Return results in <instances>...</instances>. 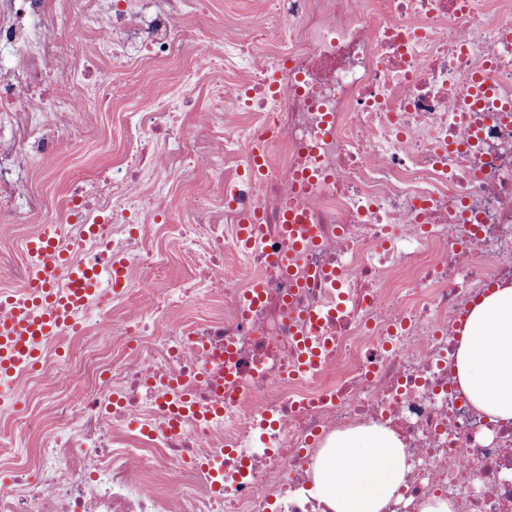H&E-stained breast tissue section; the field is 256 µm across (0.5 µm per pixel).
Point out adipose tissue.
Masks as SVG:
<instances>
[{
    "label": "adipose tissue",
    "instance_id": "obj_1",
    "mask_svg": "<svg viewBox=\"0 0 512 512\" xmlns=\"http://www.w3.org/2000/svg\"><path fill=\"white\" fill-rule=\"evenodd\" d=\"M456 373L470 403L496 423H512V283L471 303L457 329ZM408 467L397 434L361 426L329 435L318 449L309 495L325 512H384Z\"/></svg>",
    "mask_w": 512,
    "mask_h": 512
}]
</instances>
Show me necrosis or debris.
Returning a JSON list of instances; mask_svg holds the SVG:
<instances>
[{"label": "necrosis or debris", "instance_id": "4bbe7bcc", "mask_svg": "<svg viewBox=\"0 0 512 512\" xmlns=\"http://www.w3.org/2000/svg\"><path fill=\"white\" fill-rule=\"evenodd\" d=\"M85 3L65 6L83 13L97 53L161 63L189 47L200 86L140 84L138 108L121 115L129 160L69 184L57 246L105 278L123 258L121 311L86 299L74 328L43 342L63 359L0 377L35 395L23 461L0 399V468L13 477L0 512H267L273 501L322 512L304 493L315 437L370 424L398 433L410 466L387 512H419L435 494L453 512H512V426L477 410L454 368L458 314L488 281L512 282V116L489 117L512 106V0L484 20L479 0H266L261 60L226 31L178 29L190 0ZM51 12V0H0V51L13 54L0 63V203L23 240L36 206L17 205L15 171L52 163L70 140L71 84L92 85L99 111L121 84L72 67L34 24ZM202 98L205 123L185 125ZM228 112L255 119L241 128ZM261 134L256 182L246 172ZM205 161L222 201L195 192L170 223L157 184ZM290 211L315 241L287 266ZM253 215L261 240L243 257L262 297L251 305L224 256ZM155 239L179 242L206 289L162 280ZM198 295L203 313L171 316ZM159 473L172 489L154 484Z\"/></svg>", "mask_w": 512, "mask_h": 512}]
</instances>
